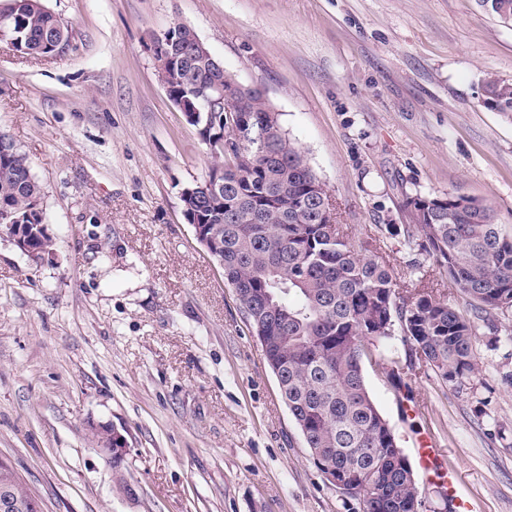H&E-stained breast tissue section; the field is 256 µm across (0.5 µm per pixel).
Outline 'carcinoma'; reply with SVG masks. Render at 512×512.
<instances>
[{"instance_id":"cac0c4a2","label":"carcinoma","mask_w":512,"mask_h":512,"mask_svg":"<svg viewBox=\"0 0 512 512\" xmlns=\"http://www.w3.org/2000/svg\"><path fill=\"white\" fill-rule=\"evenodd\" d=\"M498 19L512 20V0H475ZM0 32L26 55L56 52L70 33L42 0H10L0 11ZM156 57L170 53L177 71L170 95L206 111L204 94L228 78L217 59L193 56L195 33L172 29ZM482 102L512 118V81L487 75ZM236 123L257 132L263 149L251 168L215 154L211 170L224 169V192L212 197L206 181L182 193L188 220L209 225L219 238L224 278L234 289L277 378L282 398L317 468L333 467L354 481L361 512H413L419 506L410 463L374 404L364 368L381 370L397 390L407 388L406 369L379 348L400 331L415 358L444 382L459 387L478 372L474 320L512 311V232L495 208L465 194L409 198L420 250L471 307L465 317L431 291L403 295L393 270L376 252L355 246L342 225L326 184L305 152L281 128L263 94L247 91L231 102ZM43 190L28 156L0 133V228L44 224ZM124 458L112 453L119 489L131 492ZM0 493L19 502L31 494L10 466L0 465Z\"/></svg>"}]
</instances>
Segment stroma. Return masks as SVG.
<instances>
[{
	"label": "stroma",
	"mask_w": 512,
	"mask_h": 512,
	"mask_svg": "<svg viewBox=\"0 0 512 512\" xmlns=\"http://www.w3.org/2000/svg\"><path fill=\"white\" fill-rule=\"evenodd\" d=\"M64 53L0 42V131L43 188L54 255L0 231V460L42 512H353L316 468L224 273L181 200L214 160L168 96L155 44L183 24L260 89L327 185L354 244L411 293L447 292L404 244L407 200H486L512 231V121L481 102L512 81V23L474 0H42ZM512 314L477 321L479 371L416 367L366 385L407 456L421 512H512ZM127 447L120 491L112 455ZM441 448L426 470L417 439Z\"/></svg>",
	"instance_id": "1"
}]
</instances>
